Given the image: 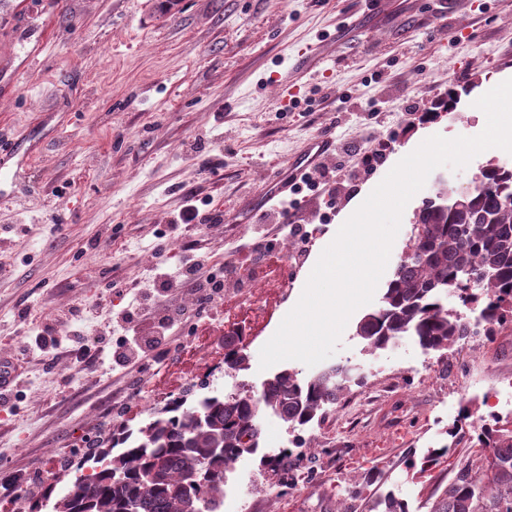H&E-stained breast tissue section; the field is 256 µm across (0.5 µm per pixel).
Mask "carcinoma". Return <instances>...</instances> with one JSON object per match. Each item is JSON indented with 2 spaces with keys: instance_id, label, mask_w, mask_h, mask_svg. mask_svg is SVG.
Masks as SVG:
<instances>
[{
  "instance_id": "cac0c4a2",
  "label": "carcinoma",
  "mask_w": 512,
  "mask_h": 512,
  "mask_svg": "<svg viewBox=\"0 0 512 512\" xmlns=\"http://www.w3.org/2000/svg\"><path fill=\"white\" fill-rule=\"evenodd\" d=\"M474 275L473 287L461 279ZM480 305V326L491 336L512 321V167L487 164L468 190L463 206L427 200L419 228L401 255L380 307L357 323L356 336L376 354L408 337L425 350L443 351L468 336V325L448 310V299ZM359 380L348 365H334L303 379L284 369L266 379L260 392L224 399L203 398L185 410L175 400L135 431L116 429L112 445L98 453L86 474L76 469L52 512H220L227 473L261 448V416L269 413L296 431L338 403ZM463 423L448 429V443L431 448L419 474L441 464L460 445L476 449L477 463L456 466L453 479L428 512H512V418L462 411ZM372 512H409L388 493Z\"/></svg>"
}]
</instances>
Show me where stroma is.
<instances>
[{"label": "stroma", "mask_w": 512, "mask_h": 512, "mask_svg": "<svg viewBox=\"0 0 512 512\" xmlns=\"http://www.w3.org/2000/svg\"><path fill=\"white\" fill-rule=\"evenodd\" d=\"M512 78V0H0V135L16 140L0 167V349L23 356L18 396L0 409V485L39 472L50 448L96 447L113 409L153 391L154 368L112 371L107 360L52 363L28 350L30 324L83 305L88 336L112 333L129 289L176 263L166 244L187 197L222 224L184 246L206 266L234 258L293 207L310 245L265 280L259 317L248 320L249 367L187 376L193 389L261 386L259 352L299 300L322 250L388 172L426 138L475 136L474 102ZM296 85L283 99L280 81ZM454 113L432 114L449 91ZM367 147L383 137L381 165L338 195L317 186L264 199L270 178L317 136ZM107 248L94 247V240ZM348 322L332 363L360 381L311 424L318 449L262 418L264 452L288 450V470L242 457L228 475L223 512H370L387 491L410 512L435 484L407 464L447 442L462 406L512 416V323L478 344L443 354L404 338L372 355ZM280 497L264 488L281 479Z\"/></svg>", "instance_id": "stroma-1"}]
</instances>
